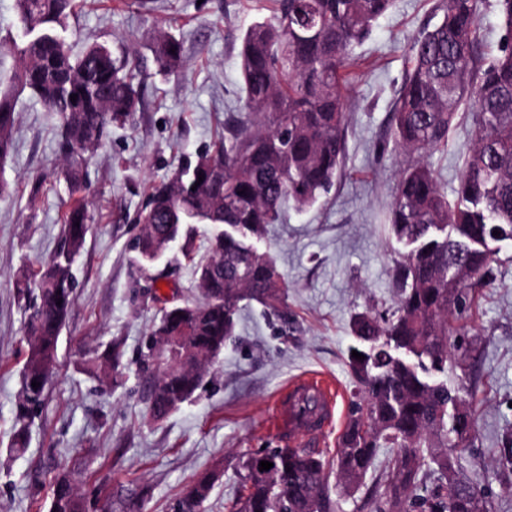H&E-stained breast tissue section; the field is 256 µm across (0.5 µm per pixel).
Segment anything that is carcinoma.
I'll return each instance as SVG.
<instances>
[{"label":"carcinoma","mask_w":512,"mask_h":512,"mask_svg":"<svg viewBox=\"0 0 512 512\" xmlns=\"http://www.w3.org/2000/svg\"><path fill=\"white\" fill-rule=\"evenodd\" d=\"M79 3L15 0L16 33L0 41V52L13 58L0 85V167L14 150L15 100L28 91L58 117V146L73 195L60 247L39 273V303L28 317L17 447L25 443L29 415L42 404L74 300L73 260L95 220L89 200L80 196L85 165L109 128L125 126L142 106L135 51L95 43L74 53L65 33ZM392 4L276 0L273 16L253 23L242 37L245 115L213 152L186 161L152 187L136 242L146 268L189 224L238 226L234 234L210 239V256L196 269L199 300L162 310L146 342L143 369L151 373L154 420L165 419L200 387L206 365L234 334L241 302L255 301L269 315L287 318L285 283L255 241L277 222L284 202L310 207L340 175L348 124L344 71ZM497 4L505 44L482 67H475L478 0H442L439 19L411 45L392 113L393 141L407 156L388 210L392 235L407 248L393 268L399 300L386 319L368 313L354 319L364 358H351V367L362 402L345 423L336 467L299 448L256 452L242 461L244 493L234 512H339L326 493L330 470L344 486L359 487L385 444L394 452L372 486L375 512H487L481 491L460 480L454 467L476 433L475 413L466 407L461 419L448 421V387L435 381L448 374L451 324L471 308V286L492 259L486 252L462 254L456 243L488 238L497 226L512 228V0ZM183 58L182 40L160 32L153 47L156 71L175 72ZM471 101L474 145L450 201L426 157L448 146L459 111ZM121 357L115 340L88 359L84 371L98 377ZM34 381L40 386L32 387ZM262 460L273 467L259 470ZM431 475L433 488L418 493ZM218 477L216 468L198 474L170 510L206 512ZM48 512H88L69 473L55 476Z\"/></svg>","instance_id":"obj_1"}]
</instances>
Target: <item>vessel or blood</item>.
<instances>
[{"mask_svg": "<svg viewBox=\"0 0 512 512\" xmlns=\"http://www.w3.org/2000/svg\"><path fill=\"white\" fill-rule=\"evenodd\" d=\"M315 396L318 400L316 415L310 417L305 425L307 438H314L320 428L332 420L335 409V392L330 384L321 377L311 375L291 383L289 399L281 403L275 415V425L286 436L290 444H298L295 434L296 423L299 419L298 411L308 396Z\"/></svg>", "mask_w": 512, "mask_h": 512, "instance_id": "b4317fda", "label": "vessel or blood"}]
</instances>
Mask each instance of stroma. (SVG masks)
<instances>
[{
    "label": "stroma",
    "instance_id": "1",
    "mask_svg": "<svg viewBox=\"0 0 512 512\" xmlns=\"http://www.w3.org/2000/svg\"><path fill=\"white\" fill-rule=\"evenodd\" d=\"M438 0H394L369 38L353 51L356 64L346 86L350 116L345 170L315 206L285 207L281 220L257 242L272 256L287 284V321L251 304L239 314L236 334L207 367L205 385L166 419L149 415L140 351L161 308L197 300L189 255L207 254L211 227L194 225L156 263L160 281L146 278L134 247L137 215L150 186L185 159L210 149L224 123L244 101L237 67L241 37L254 22L271 18L275 0H158L149 15L131 0H84L70 21L71 41H93L114 50L131 48L143 64L144 102L125 126L111 129L85 168V195L96 220L76 260L74 302L58 347V362L41 408L28 422L26 446L14 449L20 370L26 349L29 300L19 298L17 278L41 269L53 256L69 202L62 176L56 118L38 99L16 105L15 148L0 169V512H47L55 475L71 472L100 512L109 495L146 490L127 512H169L200 472L222 463L207 512H225L240 484L239 461L287 442L271 419L289 382L302 374L325 375L338 388L332 422L313 444L332 458L359 383L349 367L357 341V314L391 312L399 293L391 272L404 252L391 236L388 205L405 157L382 151L390 140L394 100L409 65V46ZM479 62L503 41L496 0H479ZM180 37L184 66L158 73L153 64L159 31ZM472 117L451 131L447 148L430 161L441 190L454 195L472 147ZM483 286L471 311L455 322L448 343L470 350L469 369L449 365L447 383L466 389L476 417V438L459 454L456 471L484 492L489 512H512V470L497 450L512 433V240L492 243ZM121 338L124 355L112 382L83 370L92 355ZM390 449H380L364 486L327 492L342 512H374L369 487L385 470Z\"/></svg>",
    "mask_w": 512,
    "mask_h": 512
}]
</instances>
